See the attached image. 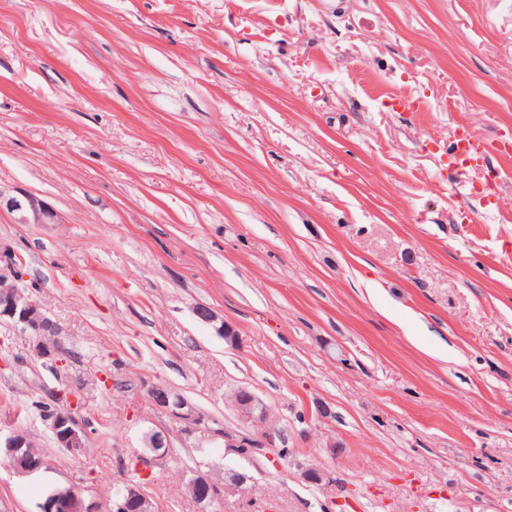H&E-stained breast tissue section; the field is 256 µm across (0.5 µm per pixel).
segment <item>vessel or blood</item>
I'll return each mask as SVG.
<instances>
[{
  "instance_id": "1",
  "label": "vessel or blood",
  "mask_w": 512,
  "mask_h": 512,
  "mask_svg": "<svg viewBox=\"0 0 512 512\" xmlns=\"http://www.w3.org/2000/svg\"><path fill=\"white\" fill-rule=\"evenodd\" d=\"M489 149L484 138L464 124H457L448 155V179L464 199H479L482 206L492 207L496 196L485 192L475 175L487 161Z\"/></svg>"
}]
</instances>
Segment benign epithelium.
Listing matches in <instances>:
<instances>
[{"label": "benign epithelium", "instance_id": "benign-epithelium-1", "mask_svg": "<svg viewBox=\"0 0 512 512\" xmlns=\"http://www.w3.org/2000/svg\"><path fill=\"white\" fill-rule=\"evenodd\" d=\"M5 208L17 215L19 224H60V214L37 195L0 187V209ZM196 316L203 322L216 325L218 335L234 347L238 344L235 330L220 320L211 308L198 307ZM7 318L20 327L24 335L34 338L33 349L38 357L58 366L63 348L58 336L61 335L58 325L48 316L43 306L28 291L24 273L17 263L16 254L9 248L0 250V319ZM145 393L153 405L171 416L181 425V431L190 436L203 433L211 439L224 438V447L263 448V437L256 434L230 432L209 426L208 420L198 409L183 396L169 389L161 391V387L150 384L144 386ZM234 407L245 423H265L268 412L262 401L251 391L239 389L234 393ZM50 430L63 448L73 453H80L88 442V430L85 425L66 410H58L44 416ZM28 437L22 431H14L0 441V451L18 460L28 447ZM170 446L169 433L156 437L149 443L153 449L150 454L139 456L138 466L147 474L158 461L166 456L165 448ZM137 505L140 512H159L156 501L147 496L143 485L128 482L118 491L112 503V512H130L131 505ZM42 512H99L97 503L75 492L71 487H57L41 504Z\"/></svg>", "mask_w": 512, "mask_h": 512}]
</instances>
